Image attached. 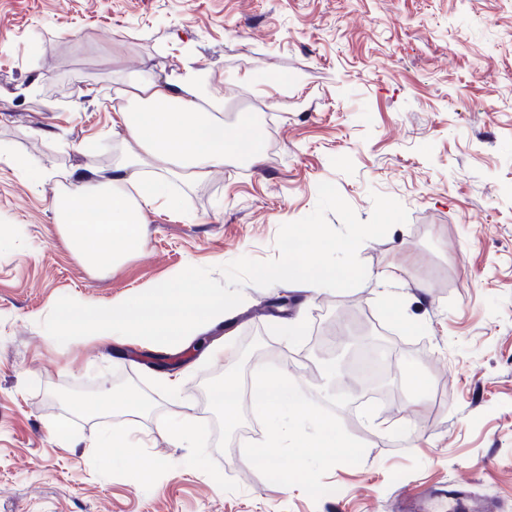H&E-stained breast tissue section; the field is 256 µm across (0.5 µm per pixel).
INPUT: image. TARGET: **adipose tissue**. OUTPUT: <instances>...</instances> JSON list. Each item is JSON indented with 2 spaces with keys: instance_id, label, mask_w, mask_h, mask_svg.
Here are the masks:
<instances>
[{
  "instance_id": "ef3b65f1",
  "label": "adipose tissue",
  "mask_w": 512,
  "mask_h": 512,
  "mask_svg": "<svg viewBox=\"0 0 512 512\" xmlns=\"http://www.w3.org/2000/svg\"><path fill=\"white\" fill-rule=\"evenodd\" d=\"M125 99L112 119V131L124 146L122 160L106 171L88 161L63 172L53 202L67 245L100 266H112L141 247L148 213L175 205L167 194L171 181L205 180L231 159L221 117L224 99L213 93L197 58L187 57L179 70L164 75L140 71ZM252 407L271 431L265 448L250 454V465L277 471L275 448L290 447L302 457L317 446L328 463L350 451V443L328 421H320L318 440L299 433L312 413L285 375L257 383Z\"/></svg>"
}]
</instances>
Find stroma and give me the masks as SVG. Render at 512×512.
Listing matches in <instances>:
<instances>
[{
	"label": "stroma",
	"instance_id": "35a3bbf8",
	"mask_svg": "<svg viewBox=\"0 0 512 512\" xmlns=\"http://www.w3.org/2000/svg\"><path fill=\"white\" fill-rule=\"evenodd\" d=\"M189 53L224 97L229 137L247 135L261 158L172 183L181 208L151 212L142 250L90 266L62 240L54 174L89 155L105 170L119 161L125 77L175 71ZM324 181L360 220L375 192L408 211L360 246L361 286L247 283L223 323L168 348L61 345L42 328L64 296L101 306L189 266L276 258L280 225L310 214ZM368 316L395 397L353 407L326 331ZM282 317L298 321L297 340L280 335ZM265 368L318 413L334 407L357 453L326 465L321 449L301 461L288 447L279 473L249 465L268 423L249 408L226 421L207 397L225 374ZM126 380L141 414L48 395L59 383L99 398ZM60 418L69 439L50 430ZM167 419L194 421L199 443L160 437ZM116 423L145 440L147 479L101 470ZM456 479L512 512V0H0V512H398Z\"/></svg>",
	"mask_w": 512,
	"mask_h": 512
}]
</instances>
